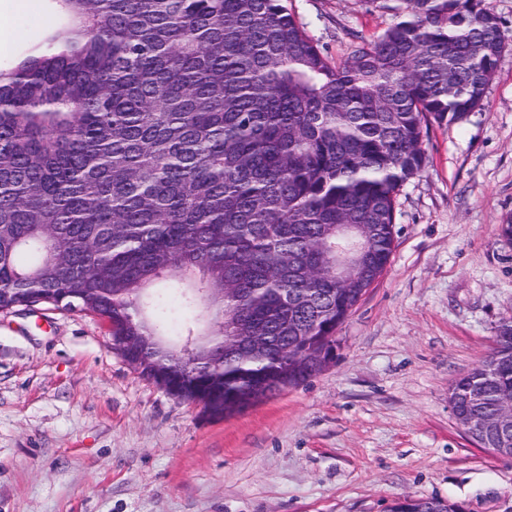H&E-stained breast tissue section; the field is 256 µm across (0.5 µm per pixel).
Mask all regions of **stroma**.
<instances>
[{
    "mask_svg": "<svg viewBox=\"0 0 512 512\" xmlns=\"http://www.w3.org/2000/svg\"><path fill=\"white\" fill-rule=\"evenodd\" d=\"M488 3L505 47L483 104L430 127L387 269L312 378L213 416L129 365L94 314L0 312V512H384L406 495L512 512V458L477 447L448 403L512 317V0ZM284 4L336 61L394 20L375 0ZM0 15V64L52 22L48 0ZM164 319L171 344L212 328L173 297Z\"/></svg>",
    "mask_w": 512,
    "mask_h": 512,
    "instance_id": "1",
    "label": "stroma"
}]
</instances>
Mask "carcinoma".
<instances>
[{"mask_svg":"<svg viewBox=\"0 0 512 512\" xmlns=\"http://www.w3.org/2000/svg\"><path fill=\"white\" fill-rule=\"evenodd\" d=\"M60 15L0 67V304H72L167 393L220 415L322 370L385 271L396 197L430 125L482 105L504 48L487 0H395L334 63L281 0H50ZM366 239L336 280V225ZM162 283L217 326L194 363L165 345ZM264 349L233 350L243 326ZM464 430L512 442V318L449 389ZM386 512H465L398 497Z\"/></svg>","mask_w":512,"mask_h":512,"instance_id":"cac0c4a2","label":"carcinoma"}]
</instances>
